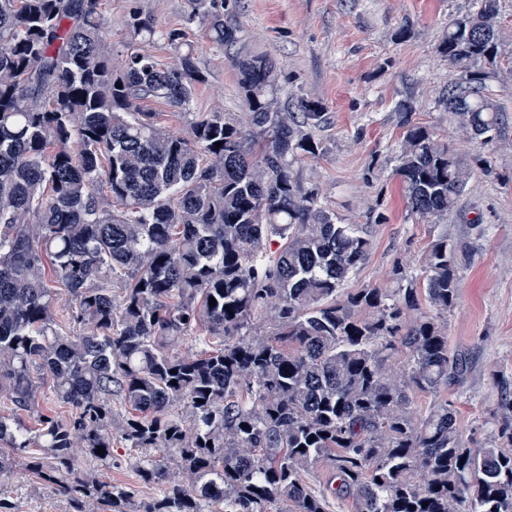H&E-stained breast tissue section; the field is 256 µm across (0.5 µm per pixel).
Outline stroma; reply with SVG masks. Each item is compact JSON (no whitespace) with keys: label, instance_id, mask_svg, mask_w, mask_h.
Returning <instances> with one entry per match:
<instances>
[{"label":"stroma","instance_id":"obj_1","mask_svg":"<svg viewBox=\"0 0 512 512\" xmlns=\"http://www.w3.org/2000/svg\"><path fill=\"white\" fill-rule=\"evenodd\" d=\"M157 30L186 28L196 64L207 76L193 110H218L241 121L246 106L231 56L185 24L190 0H101L112 27L113 65H120L129 3ZM478 0H242L241 46L271 58L275 99L296 110L303 99L319 101L325 121L310 133L315 153L301 155L294 174L316 190L323 207L342 224L367 225L371 248L351 272L344 291L415 288L421 256L432 241L470 244L458 273V294L448 317V346L465 356L462 382L439 393H418L417 411L451 401L465 440L489 442L499 424L512 423V0H497L493 24L499 53L488 66L485 94L497 110L488 144L475 141L446 104L462 81L440 45L453 21L477 12ZM427 128L463 163L469 179L445 216L427 220L411 209L397 174L409 125ZM113 482L136 499L155 496L140 482L137 454L114 442ZM15 512H68L35 474L18 469L0 486Z\"/></svg>","mask_w":512,"mask_h":512}]
</instances>
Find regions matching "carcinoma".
<instances>
[{
	"label": "carcinoma",
	"instance_id": "1",
	"mask_svg": "<svg viewBox=\"0 0 512 512\" xmlns=\"http://www.w3.org/2000/svg\"><path fill=\"white\" fill-rule=\"evenodd\" d=\"M480 3L441 52L467 77L448 111L483 142L498 40L496 0ZM239 8L191 0L188 23L232 52L245 126L190 109L205 75L182 30L164 33L165 66L142 49L153 23L129 8L116 72L99 0H0V483L22 466L70 512H328L330 493L356 512H512V426L470 443L448 402L412 407L467 371L445 318L463 247L431 243L417 288L341 293L368 227L336 223L297 181L316 148L303 127L325 113L275 107L273 61L237 49ZM158 100L184 111L186 135L147 108ZM398 174L425 218L468 180L417 125ZM189 339L198 350L184 354ZM43 378L67 414L43 407ZM117 439L141 451L156 496L137 502L104 476ZM319 463L328 494L305 479Z\"/></svg>",
	"mask_w": 512,
	"mask_h": 512
}]
</instances>
